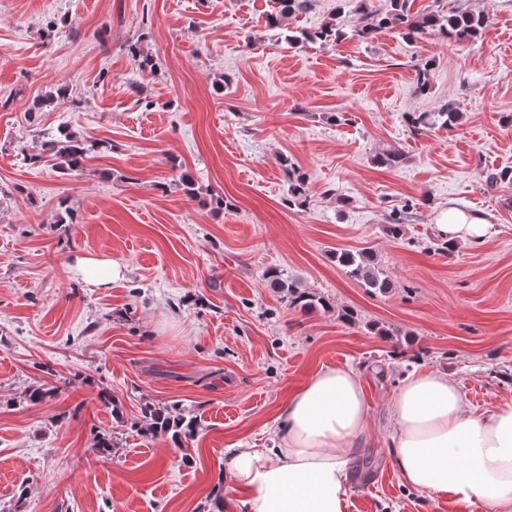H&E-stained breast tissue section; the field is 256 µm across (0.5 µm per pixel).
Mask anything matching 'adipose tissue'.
<instances>
[{
    "mask_svg": "<svg viewBox=\"0 0 512 512\" xmlns=\"http://www.w3.org/2000/svg\"><path fill=\"white\" fill-rule=\"evenodd\" d=\"M450 246L483 243L486 217L449 206L435 216ZM391 453L411 488L512 512V400L474 413L438 372L405 376L390 407ZM274 448H238L224 464L244 512H345L347 480L368 409L350 368H323L289 398Z\"/></svg>",
    "mask_w": 512,
    "mask_h": 512,
    "instance_id": "adipose-tissue-1",
    "label": "adipose tissue"
}]
</instances>
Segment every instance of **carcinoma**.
Here are the masks:
<instances>
[{
	"mask_svg": "<svg viewBox=\"0 0 512 512\" xmlns=\"http://www.w3.org/2000/svg\"><path fill=\"white\" fill-rule=\"evenodd\" d=\"M315 0H277L278 10L266 18V25L271 29L283 26L284 20L299 14L309 12ZM408 0H390V9L385 12L370 11L366 6H360L364 12L362 26L353 30L356 37L381 31L387 28H404L403 36L407 39L423 33L427 29H439L445 36L456 43L473 42L478 39L486 27L487 16L481 11L460 10L453 8L449 14L439 17L433 13L411 15L407 6ZM345 36L339 23L331 20L320 24L313 31L302 30L299 34L288 36L290 42H322L337 41ZM448 126L459 120V113L454 109L445 106L437 112H421L409 116L408 122L414 130L420 127L432 125L437 121ZM96 144L71 133L62 131L58 138L48 141L45 144L47 158L57 161V168L67 171H80L83 169V162ZM282 171L286 179L290 181L291 199L288 204H295V200L301 198L304 193V178L299 175L296 166L285 159L282 162ZM336 261L345 267L351 277L359 280L365 287L386 292L392 288L389 279L383 275L379 268V261L375 250L363 248L358 251H340L336 253ZM269 287L286 293L291 302L304 308L310 309L320 306L324 309L330 308V303L303 289L294 280H285L277 270L267 273ZM142 417L147 428L155 434H172L175 442L181 438L191 437L195 434L197 420L194 416H188L179 410L155 407L146 404L142 408Z\"/></svg>",
	"mask_w": 512,
	"mask_h": 512,
	"instance_id": "obj_1",
	"label": "carcinoma"
}]
</instances>
